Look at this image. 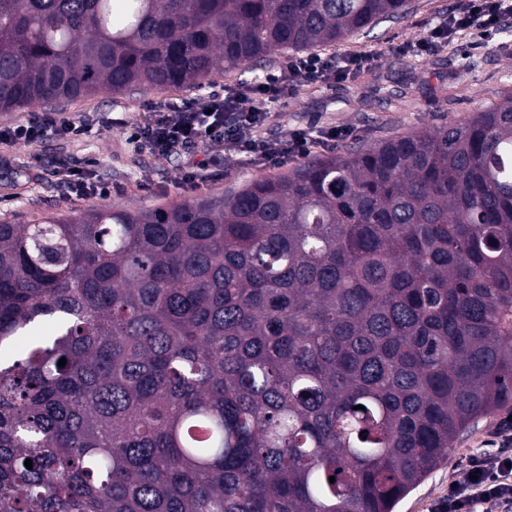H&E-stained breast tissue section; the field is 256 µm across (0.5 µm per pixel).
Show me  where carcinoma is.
<instances>
[{
	"label": "carcinoma",
	"mask_w": 512,
	"mask_h": 512,
	"mask_svg": "<svg viewBox=\"0 0 512 512\" xmlns=\"http://www.w3.org/2000/svg\"><path fill=\"white\" fill-rule=\"evenodd\" d=\"M410 12L0 0V112ZM511 404V97L222 196L0 223V512H395Z\"/></svg>",
	"instance_id": "obj_1"
}]
</instances>
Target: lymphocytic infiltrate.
Here are the masks:
<instances>
[{"label": "lymphocytic infiltrate", "mask_w": 512, "mask_h": 512, "mask_svg": "<svg viewBox=\"0 0 512 512\" xmlns=\"http://www.w3.org/2000/svg\"><path fill=\"white\" fill-rule=\"evenodd\" d=\"M512 15V0H462L447 20L419 39L403 44V51L428 52L457 31L472 29L487 35ZM381 52L343 57L318 54L293 56L260 80L229 88L209 89L182 104H149L146 122L122 121L128 139L138 150L170 157L178 148L221 146L225 155L247 157L255 165H285L328 146L342 136L335 129L319 133L305 129L259 136L270 110L292 94L301 82L345 80L371 68ZM92 124L73 112H34L24 121L0 126V145L35 144L55 136L78 138ZM491 448L470 454L467 463L433 512H512V420L502 419L490 432Z\"/></svg>", "instance_id": "f902f5d3"}]
</instances>
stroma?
Returning a JSON list of instances; mask_svg holds the SVG:
<instances>
[{
    "mask_svg": "<svg viewBox=\"0 0 512 512\" xmlns=\"http://www.w3.org/2000/svg\"><path fill=\"white\" fill-rule=\"evenodd\" d=\"M458 0H412V12L401 21L384 22L369 34L324 47L327 55L383 50L372 69L355 78L324 87L298 86L275 108L276 119L265 125L266 136L292 128L342 129L337 151L371 146L396 135L448 122L464 121L488 106L512 96V18L499 34L481 39L460 31L448 43L424 56L403 54L399 45L424 35L429 26L447 18ZM197 89H154L140 94L100 93L73 102L30 104L14 112H0V125L22 121L29 112H75L99 121L104 129L74 141L49 138L33 145L0 150V221H22L36 213L86 210L119 205L149 210L207 194H221L253 178L280 174V166L260 168L246 158L224 161L222 178L196 189H180L185 169L199 161L200 150L161 158L140 152L111 119L147 117L145 102L188 101ZM77 166L94 178L110 181L105 198H79L62 183L65 167ZM496 417L480 421L454 445L446 462L404 498L395 512H430L433 503L463 468L466 454L482 450Z\"/></svg>",
    "mask_w": 512,
    "mask_h": 512,
    "instance_id": "35a3bbf8",
    "label": "stroma"
}]
</instances>
